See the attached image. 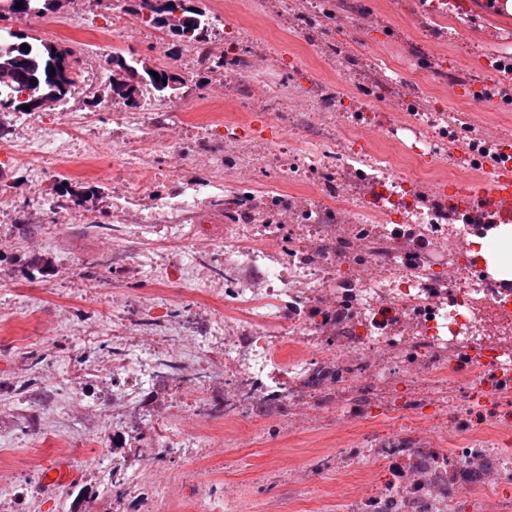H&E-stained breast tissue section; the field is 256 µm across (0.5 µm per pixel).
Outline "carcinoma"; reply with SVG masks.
Instances as JSON below:
<instances>
[{
  "label": "carcinoma",
  "mask_w": 512,
  "mask_h": 512,
  "mask_svg": "<svg viewBox=\"0 0 512 512\" xmlns=\"http://www.w3.org/2000/svg\"><path fill=\"white\" fill-rule=\"evenodd\" d=\"M23 6L16 7V2ZM58 0H0V12L19 18L29 16L42 17L53 9ZM135 16L141 22L157 27L179 42L197 45L204 49L209 47V36L213 21L206 10L196 11L187 6L185 0H139ZM14 42L11 49L0 51V75H11L16 83L10 85L0 80V109L11 108L23 114L34 112L47 103H58L66 97L74 85L73 70L76 59L73 52L66 47H52L47 43L35 45L27 42V35L17 31L11 33ZM28 44L23 49L21 45ZM111 72L121 73L119 79H110L109 93L112 98L122 101L130 109L141 107V99L148 94H174L184 86L181 74L168 67L152 68L142 61L112 52L108 58ZM158 76H153V73ZM29 109H23V105ZM349 368L338 364L320 363L316 365L313 377L308 384L326 392H331L336 385L345 380ZM499 465V460L488 456H476L466 461L462 471L463 482L471 483L481 478ZM412 479L395 485L397 495L404 506H410V490L421 489L429 497L453 498L448 492V479L439 474L428 463L422 461L409 468Z\"/></svg>",
  "instance_id": "obj_1"
}]
</instances>
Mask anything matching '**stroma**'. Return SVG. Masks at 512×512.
<instances>
[{
  "label": "stroma",
  "instance_id": "stroma-1",
  "mask_svg": "<svg viewBox=\"0 0 512 512\" xmlns=\"http://www.w3.org/2000/svg\"><path fill=\"white\" fill-rule=\"evenodd\" d=\"M222 7L217 51L233 49L238 66L210 72L191 64L186 44L132 20L124 55L174 68L186 80L173 95H154L170 112L165 128L141 135L189 142L208 124L224 129V177L238 191L286 200L285 208L243 217L225 196L223 224L251 221L268 238L309 212L313 223L347 235L373 185L352 173V155L397 167L414 207H454L444 188L482 179L476 144L512 143V98L496 92L494 70L512 64V17L486 0L431 9L430 0H189ZM76 0L41 18L9 20L13 30L72 50L96 42L98 21L72 26ZM73 121L121 112L107 80L68 95ZM419 162L405 157L419 146ZM71 150L58 179L83 192L54 223V198L32 189L26 167L0 163V512H148L147 492L167 512H357L398 468L376 454L390 441L425 442L451 452L462 441L453 408L403 376L381 384L374 353L343 342L324 358L360 357L357 382L379 389L370 403L344 389L331 401L290 403L277 414L250 406L225 410L238 389L224 376V327L237 316L231 298L190 279L185 258L159 240L112 236V196L138 188L132 172L112 176L101 162L113 150ZM320 158L318 171L305 166ZM497 454H512V398H484ZM195 453H188V445ZM162 448L152 461L144 449ZM61 457L76 481L42 484V462ZM128 486L116 490L115 477ZM436 512H512V479L488 478L469 494L435 503Z\"/></svg>",
  "mask_w": 512,
  "mask_h": 512
}]
</instances>
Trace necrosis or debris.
Wrapping results in <instances>:
<instances>
[{
  "mask_svg": "<svg viewBox=\"0 0 512 512\" xmlns=\"http://www.w3.org/2000/svg\"><path fill=\"white\" fill-rule=\"evenodd\" d=\"M112 136L125 167H136L147 183L160 186L166 178L150 164L160 144L141 137L139 124L126 116L115 118ZM36 138L30 139L25 163L35 183L53 175L55 159L68 149L75 132L68 123L46 122L41 114L30 120ZM360 170L368 181L381 185L364 211V223L353 225L355 236L369 240V262L388 275L379 280L357 269L349 281L337 283V257L351 250L350 239H336L326 225L303 224L288 248L264 245L251 224H228L224 239H203L200 225H186L188 217L224 205L223 180L188 179L170 189L164 203L170 225L167 244L190 256L191 270L200 280L217 286L210 257L223 255L225 272L238 278L235 293L249 311L245 320L224 322V370L248 382L256 395L287 394L300 398L313 373L310 356L328 337L346 334L353 348L376 352L380 377L393 371L411 373L438 384L436 397L457 409L463 424H480L483 414L459 402L449 386L467 380L474 390L512 394V336L501 334L512 326V290L497 287L485 276L467 281L451 280L449 288L429 287L428 253L445 241L447 228L438 214L416 215L412 224L385 230L379 220L406 207L403 195L388 188L389 166L368 159ZM409 241L418 258L407 275L390 249L392 241ZM304 302L303 311H284V299ZM288 321L292 341L303 356L279 363L274 354L272 325Z\"/></svg>",
  "mask_w": 512,
  "mask_h": 512,
  "instance_id": "obj_1",
  "label": "necrosis or debris"
}]
</instances>
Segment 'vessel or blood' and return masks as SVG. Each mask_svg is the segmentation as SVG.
<instances>
[{
	"label": "vessel or blood",
	"instance_id": "1",
	"mask_svg": "<svg viewBox=\"0 0 512 512\" xmlns=\"http://www.w3.org/2000/svg\"><path fill=\"white\" fill-rule=\"evenodd\" d=\"M450 190L458 204L466 210L480 208L487 214L512 218V161L505 159L488 167L483 188L474 184H454ZM75 471L68 463L47 459L44 464V479L47 484L55 485L72 481Z\"/></svg>",
	"mask_w": 512,
	"mask_h": 512
}]
</instances>
